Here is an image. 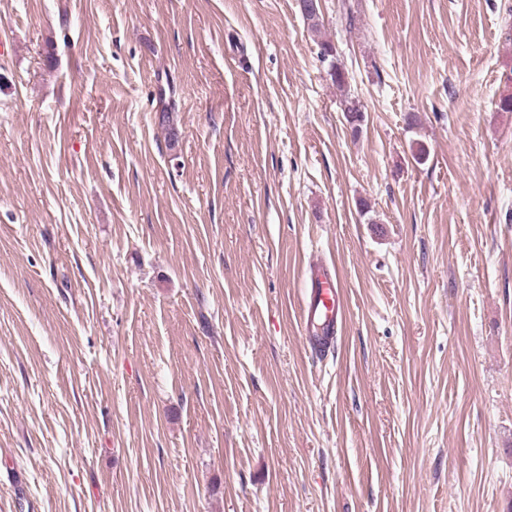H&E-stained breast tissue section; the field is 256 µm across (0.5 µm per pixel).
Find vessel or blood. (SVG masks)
<instances>
[{
	"label": "vessel or blood",
	"instance_id": "vessel-or-blood-1",
	"mask_svg": "<svg viewBox=\"0 0 512 512\" xmlns=\"http://www.w3.org/2000/svg\"><path fill=\"white\" fill-rule=\"evenodd\" d=\"M310 285L304 296L300 321L309 344L327 347L344 313L342 291L327 260L319 258L309 265Z\"/></svg>",
	"mask_w": 512,
	"mask_h": 512
}]
</instances>
